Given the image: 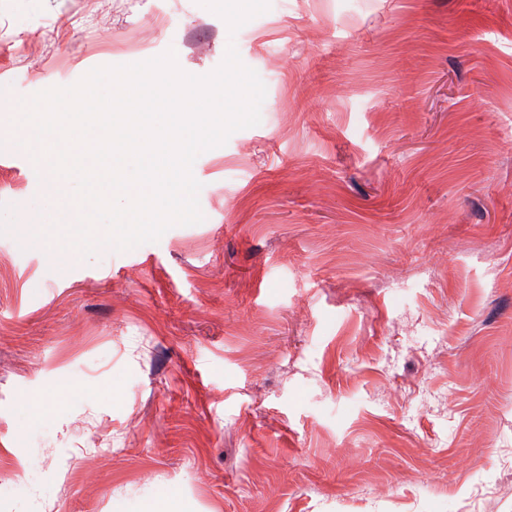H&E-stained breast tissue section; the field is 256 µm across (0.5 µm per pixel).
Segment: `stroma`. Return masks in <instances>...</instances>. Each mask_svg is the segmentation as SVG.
<instances>
[{"label":"stroma","mask_w":512,"mask_h":512,"mask_svg":"<svg viewBox=\"0 0 512 512\" xmlns=\"http://www.w3.org/2000/svg\"><path fill=\"white\" fill-rule=\"evenodd\" d=\"M235 43L204 221L66 262L0 124V512H512V0H0V97ZM56 388L43 415L30 393Z\"/></svg>","instance_id":"1"}]
</instances>
